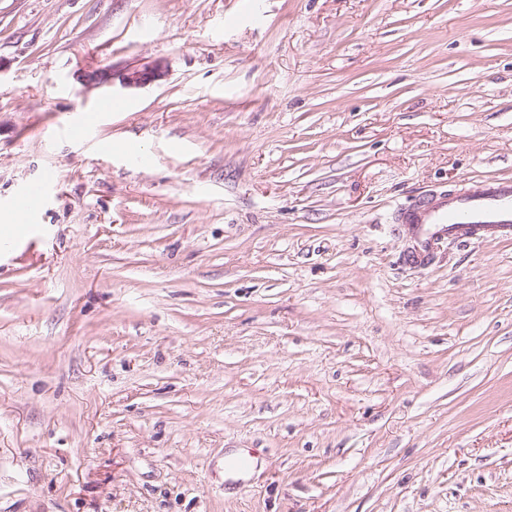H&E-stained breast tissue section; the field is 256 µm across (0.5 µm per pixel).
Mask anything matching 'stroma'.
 <instances>
[{
  "label": "stroma",
  "mask_w": 512,
  "mask_h": 512,
  "mask_svg": "<svg viewBox=\"0 0 512 512\" xmlns=\"http://www.w3.org/2000/svg\"><path fill=\"white\" fill-rule=\"evenodd\" d=\"M476 176L512 0H0V512H512V241L389 222ZM164 76L160 64L147 65L143 68H129L118 75L120 84L124 87H136L151 83ZM45 198V186L43 183L35 182L28 185L21 197L20 206L22 210L17 209L10 217L5 218L2 224H29V217L37 211L43 204ZM27 212V213H26Z\"/></svg>",
  "instance_id": "obj_1"
}]
</instances>
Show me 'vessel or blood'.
Instances as JSON below:
<instances>
[{"mask_svg":"<svg viewBox=\"0 0 512 512\" xmlns=\"http://www.w3.org/2000/svg\"><path fill=\"white\" fill-rule=\"evenodd\" d=\"M393 223L405 226L411 244L406 264L430 263L444 239L462 243L512 239V178H471L460 186L435 193H417L392 213Z\"/></svg>","mask_w":512,"mask_h":512,"instance_id":"1","label":"vessel or blood"}]
</instances>
